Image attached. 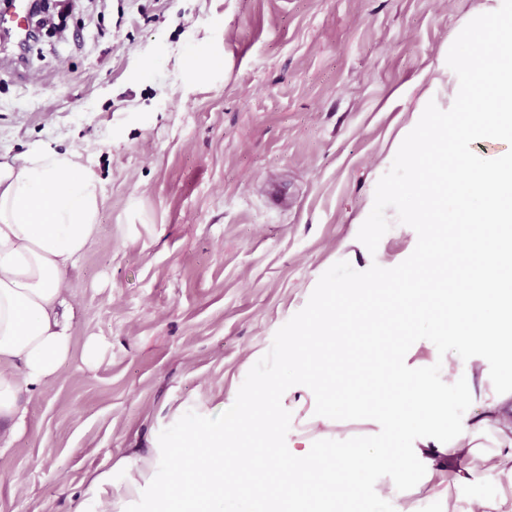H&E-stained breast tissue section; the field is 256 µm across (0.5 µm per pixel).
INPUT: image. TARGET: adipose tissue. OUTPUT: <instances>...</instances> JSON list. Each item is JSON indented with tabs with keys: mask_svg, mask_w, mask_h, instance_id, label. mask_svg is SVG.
I'll return each mask as SVG.
<instances>
[{
	"mask_svg": "<svg viewBox=\"0 0 512 512\" xmlns=\"http://www.w3.org/2000/svg\"><path fill=\"white\" fill-rule=\"evenodd\" d=\"M461 177L479 212L473 231L453 239L452 253L440 256V276L429 283L418 307L447 295L445 322L466 337L473 352L463 359H441L438 369L411 363L401 350L387 352L377 367L390 381L381 402L366 393L350 396L366 429L356 447L334 442L344 422L338 410L322 409L325 394L315 377L313 339L298 337L302 352L296 379L288 385L253 390L267 399L264 412L234 418V431L259 440L256 448L228 453L223 438L201 424L187 427L178 466L159 450L131 452L111 473L93 475L90 486L97 512H129L131 500L154 489L182 512H223L228 497H248L253 512H288L301 495L298 474H305L329 493L365 494L355 481L358 470L372 463L392 467L384 494L392 512H414L412 496L426 492L442 500L446 512H486L484 499L458 508L448 497L449 484L496 483L512 486V388L488 386V355L512 352V158L489 164L469 158ZM102 188L97 175L79 154L52 149L32 152L19 168L0 166V446L7 448L24 426L25 402L58 379L74 348L66 312V274L86 253L99 231ZM477 401L478 417H457L453 430L433 428L445 398ZM288 415V447H271L281 415ZM403 439L402 448L386 446L387 433ZM491 450L477 453L479 439ZM272 474L269 482L240 484L224 479V464ZM169 472L155 483L157 470ZM196 470L207 491L197 500L185 475Z\"/></svg>",
	"mask_w": 512,
	"mask_h": 512,
	"instance_id": "ef3b65f1",
	"label": "adipose tissue"
}]
</instances>
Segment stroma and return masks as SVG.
<instances>
[{
  "instance_id": "obj_1",
  "label": "stroma",
  "mask_w": 512,
  "mask_h": 512,
  "mask_svg": "<svg viewBox=\"0 0 512 512\" xmlns=\"http://www.w3.org/2000/svg\"><path fill=\"white\" fill-rule=\"evenodd\" d=\"M501 4L66 0L62 37L0 62V164L75 150L103 187L98 237L66 276L76 353L0 449V512H92L91 473L154 449L175 411L231 407L333 264L410 256L394 210L376 252L358 231L428 101L450 107L431 75ZM390 510L314 489L297 505Z\"/></svg>"
}]
</instances>
